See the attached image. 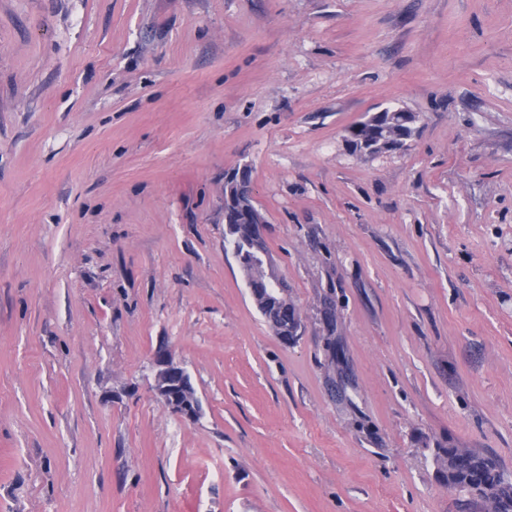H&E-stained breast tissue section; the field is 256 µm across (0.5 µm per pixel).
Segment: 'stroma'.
Returning a JSON list of instances; mask_svg holds the SVG:
<instances>
[{
  "label": "stroma",
  "instance_id": "obj_1",
  "mask_svg": "<svg viewBox=\"0 0 512 512\" xmlns=\"http://www.w3.org/2000/svg\"><path fill=\"white\" fill-rule=\"evenodd\" d=\"M451 444L512 477V0H0V512H480ZM391 112L393 113L390 118L391 124L389 131L392 129L397 130L394 134V138L391 140V146L387 147L385 145L384 142L387 139V133L385 129L378 124L376 117L373 115L374 113H372L369 116L367 115L368 117L366 116L363 120L348 127V131L352 137L351 142L356 150H361L363 144H365L366 147H369V144L374 145V153H379L383 150H401L407 146V141L411 139L416 131L415 124L417 122H414V115H417L404 109ZM232 203L233 206H229L226 203L224 208V224L226 226L224 242L232 246L238 264L248 279L249 287L257 288L251 294L253 302L274 335L280 339H290L297 335L301 322L296 306L291 301H288L282 283L280 285L283 287V293L280 295V302L274 303L266 293L265 288H270L266 284L267 279L263 276L256 278L250 272V263L254 253L264 252L271 257V276L277 279L274 260L264 238L251 239L250 237V224H253L250 227L252 232L260 235L263 234V224H266L265 216L253 204L252 197L248 194L233 196ZM236 209L243 210L248 219L243 222L235 221L232 217V212ZM245 243H247V247ZM280 285L276 284L278 288H281ZM154 360L156 366L154 390L158 397L172 413L190 421L196 420L200 415V403L198 397L196 403L182 401L175 393H162L161 389L157 386V379L162 375L168 377H179L186 376L188 373L181 364L176 361L174 354L167 349L157 351L155 353Z\"/></svg>",
  "mask_w": 512,
  "mask_h": 512
}]
</instances>
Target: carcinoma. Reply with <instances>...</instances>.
Wrapping results in <instances>:
<instances>
[{"label": "carcinoma", "instance_id": "obj_1", "mask_svg": "<svg viewBox=\"0 0 512 512\" xmlns=\"http://www.w3.org/2000/svg\"><path fill=\"white\" fill-rule=\"evenodd\" d=\"M390 128L396 130L391 146H386V131L376 121L374 115L348 127L351 142L357 150L365 144L374 146L379 153L387 148L395 151L407 146L416 131L414 113L394 112L390 118ZM266 223L263 213L253 204L247 194L235 195L232 205L224 208V241L232 246L238 264L248 279L249 287L255 289L252 299L275 336L292 338L297 335L301 319L296 306L281 295L280 302H274L266 293V278H257L250 272L254 254L269 252L264 239L250 237L249 226ZM437 473L445 485L460 491L475 488L495 503L493 512H512V482L503 481V471L498 460L489 455L479 454L470 448H438L434 456Z\"/></svg>", "mask_w": 512, "mask_h": 512}]
</instances>
